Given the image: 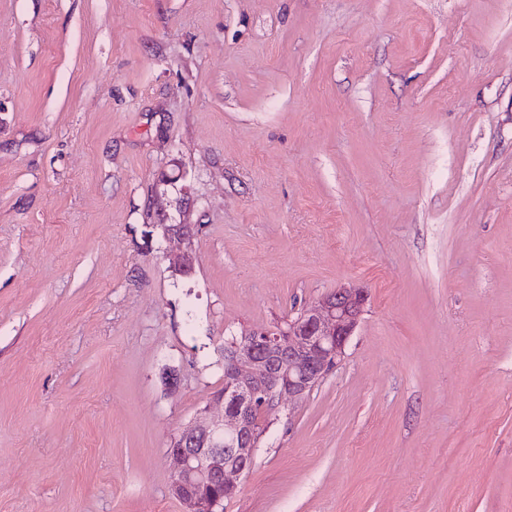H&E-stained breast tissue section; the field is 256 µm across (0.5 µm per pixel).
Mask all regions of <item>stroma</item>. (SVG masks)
I'll return each mask as SVG.
<instances>
[{"mask_svg":"<svg viewBox=\"0 0 512 512\" xmlns=\"http://www.w3.org/2000/svg\"><path fill=\"white\" fill-rule=\"evenodd\" d=\"M344 283L221 512H512V0H0V512H183L225 339ZM167 259L169 260V267L175 274L184 277H188L192 274L194 257L189 246L170 252L167 254Z\"/></svg>","mask_w":512,"mask_h":512,"instance_id":"1","label":"stroma"}]
</instances>
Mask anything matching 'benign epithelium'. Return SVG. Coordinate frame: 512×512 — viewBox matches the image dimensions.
Listing matches in <instances>:
<instances>
[{
  "label": "benign epithelium",
  "instance_id": "benign-epithelium-1",
  "mask_svg": "<svg viewBox=\"0 0 512 512\" xmlns=\"http://www.w3.org/2000/svg\"><path fill=\"white\" fill-rule=\"evenodd\" d=\"M164 235L190 240L193 225L164 224ZM169 267L192 274L190 247L167 254ZM368 299L366 289L344 284L304 308L285 325L244 331L224 350L223 410L200 411L166 449L169 494L184 512H218L240 489L260 438L254 417L304 400L343 357ZM218 488L221 496L208 494Z\"/></svg>",
  "mask_w": 512,
  "mask_h": 512
}]
</instances>
